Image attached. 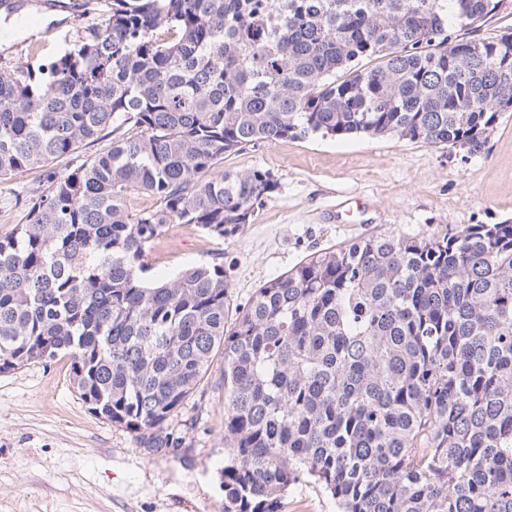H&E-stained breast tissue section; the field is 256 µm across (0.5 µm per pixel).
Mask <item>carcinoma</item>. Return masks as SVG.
I'll list each match as a JSON object with an SVG mask.
<instances>
[{"label": "carcinoma", "instance_id": "1", "mask_svg": "<svg viewBox=\"0 0 512 512\" xmlns=\"http://www.w3.org/2000/svg\"><path fill=\"white\" fill-rule=\"evenodd\" d=\"M497 0H110L103 28L0 67V179L83 142L112 149L29 197L0 237V373L70 355L90 412L152 452L224 354V512H286L312 480L337 512H512V224L359 237L235 305L224 264L150 283L169 224L241 232L278 188L224 154L397 136L479 152L512 96ZM362 59L376 65L362 69ZM140 191L156 206L135 215ZM511 1L501 0L497 4L496 11L511 10ZM507 29H511L509 32H512V10L511 14L510 11H505L487 17L485 22H483L479 28L465 36L475 39H490L501 34Z\"/></svg>", "mask_w": 512, "mask_h": 512}]
</instances>
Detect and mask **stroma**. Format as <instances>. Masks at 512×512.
<instances>
[{"instance_id": "stroma-1", "label": "stroma", "mask_w": 512, "mask_h": 512, "mask_svg": "<svg viewBox=\"0 0 512 512\" xmlns=\"http://www.w3.org/2000/svg\"><path fill=\"white\" fill-rule=\"evenodd\" d=\"M27 35L13 34L21 12L0 7V66L40 64L106 26V6L82 15L29 5ZM111 138L84 142L45 167L0 180V236L26 223L22 199L106 153ZM223 166L271 169L277 190L228 240L194 225H169L147 251L148 276L174 278L221 258L235 303L312 253L361 236L427 237L467 224L512 223V112L500 113L475 154L394 136L311 137L248 146ZM59 355L0 373V512H224V357L216 355L180 417L194 421L179 456L151 455L134 435L89 413Z\"/></svg>"}]
</instances>
